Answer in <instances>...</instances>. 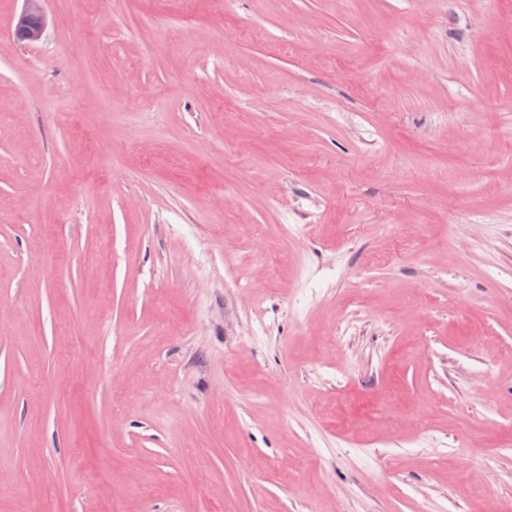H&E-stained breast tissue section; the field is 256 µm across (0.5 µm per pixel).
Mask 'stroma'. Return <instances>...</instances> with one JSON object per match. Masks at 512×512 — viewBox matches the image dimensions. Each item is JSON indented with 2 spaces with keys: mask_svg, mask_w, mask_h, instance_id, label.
I'll return each mask as SVG.
<instances>
[{
  "mask_svg": "<svg viewBox=\"0 0 512 512\" xmlns=\"http://www.w3.org/2000/svg\"><path fill=\"white\" fill-rule=\"evenodd\" d=\"M0 0V512H512V0ZM28 6L18 16L14 26L13 35L23 42H38L47 26V16L41 5L43 0H26Z\"/></svg>",
  "mask_w": 512,
  "mask_h": 512,
  "instance_id": "obj_1",
  "label": "stroma"
}]
</instances>
